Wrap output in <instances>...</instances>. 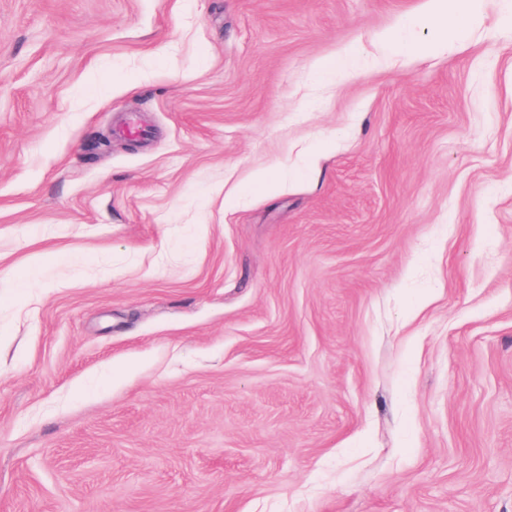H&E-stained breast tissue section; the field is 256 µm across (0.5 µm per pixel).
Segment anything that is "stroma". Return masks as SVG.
<instances>
[{
    "instance_id": "obj_1",
    "label": "stroma",
    "mask_w": 512,
    "mask_h": 512,
    "mask_svg": "<svg viewBox=\"0 0 512 512\" xmlns=\"http://www.w3.org/2000/svg\"><path fill=\"white\" fill-rule=\"evenodd\" d=\"M425 8L0 0V512H512V0ZM426 14L420 17V22L430 25L435 30L433 49L438 47L448 48L451 42L466 33V27L458 25L448 28V14L464 16L468 25L475 24L481 14L482 0H427ZM358 59V52L355 49H349L339 53L336 58L331 60H320L315 66L321 72L338 74L353 69Z\"/></svg>"
}]
</instances>
